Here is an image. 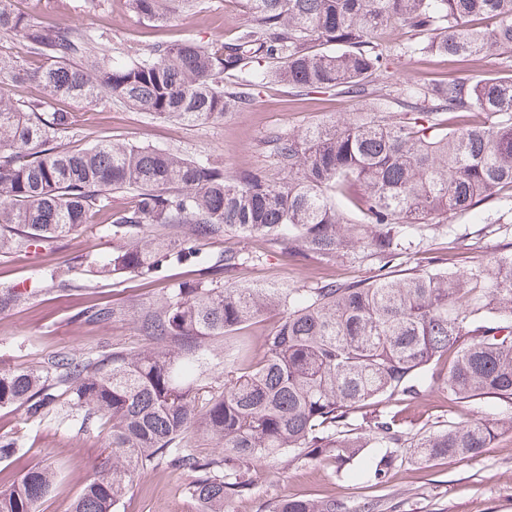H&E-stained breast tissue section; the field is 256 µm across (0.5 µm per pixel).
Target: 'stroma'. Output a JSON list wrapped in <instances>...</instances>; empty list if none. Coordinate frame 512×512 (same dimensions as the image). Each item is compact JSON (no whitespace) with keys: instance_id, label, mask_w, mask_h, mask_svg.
<instances>
[{"instance_id":"35a3bbf8","label":"stroma","mask_w":512,"mask_h":512,"mask_svg":"<svg viewBox=\"0 0 512 512\" xmlns=\"http://www.w3.org/2000/svg\"><path fill=\"white\" fill-rule=\"evenodd\" d=\"M16 5L32 18L82 28L97 48L118 61L143 57L160 42L206 43L220 39L229 43L253 21L240 0H195L191 10L163 24L143 21L128 9L126 0H16ZM411 40L408 30L398 25L379 36V43L392 58L370 83L364 97L333 92L308 94L272 81L260 88L251 106L230 111L222 122L192 126L163 122L108 101L79 107L72 101L56 99L52 105L82 111L83 143L112 139L148 148H170L188 157L208 156L221 161L233 175L259 171L277 181L282 173L266 146L270 131L295 134L339 118L365 116L377 101L400 85L429 84L452 76L496 77L506 69V57L499 53L466 62L410 52L394 54V47ZM503 208V201L493 198L481 203L475 212L452 213L447 223L425 227L419 245L397 259L398 270H408L431 258L460 266L489 263L499 247L512 243V218L504 216ZM112 246L111 237L98 225L90 224L37 252L0 256V288H31L50 264L70 270L67 296L45 290L0 314V364L31 366L59 351L84 355L120 340H137V312L162 299L167 282L129 276L114 283L96 276V269ZM242 247L257 254L259 260L229 273L228 278L245 285L300 288L325 279L367 281L377 266L376 261L359 255L327 264L305 262L264 237L245 242L221 238L198 244L207 261ZM77 258L82 265L75 272L71 265ZM87 297L117 304L124 309V317L108 323L73 321L74 304ZM382 407L402 412L406 418L403 429L410 433L425 424H463L476 418L497 420L512 415V405L498 399L452 402L434 386L409 406L402 408L386 400ZM3 433L15 434L20 450L9 460L0 461V488L9 487L36 465L50 467L56 474L52 490L40 505L41 512H70L74 499L108 454L104 434L95 430L77 433L52 414L42 423L33 424L21 407L0 409ZM383 454L372 441L344 466L324 460L258 467L251 495L235 501L233 512H263L284 497L333 498L348 512H512L511 430L499 433L475 458L419 464L408 449H398L387 478L377 484L371 471ZM188 481L186 474L155 466L135 477L118 512H195L194 502L185 493Z\"/></svg>"}]
</instances>
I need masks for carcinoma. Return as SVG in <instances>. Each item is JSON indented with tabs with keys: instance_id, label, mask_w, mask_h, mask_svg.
I'll use <instances>...</instances> for the list:
<instances>
[{
	"instance_id": "obj_1",
	"label": "carcinoma",
	"mask_w": 512,
	"mask_h": 512,
	"mask_svg": "<svg viewBox=\"0 0 512 512\" xmlns=\"http://www.w3.org/2000/svg\"><path fill=\"white\" fill-rule=\"evenodd\" d=\"M137 16L164 23L194 0H127ZM254 23L232 43L156 44L148 56L116 63L78 27L36 21L0 0V36L23 46L0 55V84L35 82L44 97L0 98V254L38 249L98 219L120 241L100 276L162 279L173 265L204 260L202 239L263 235L303 258L362 254L378 261L369 281H323L309 288L221 283L255 256L226 252L193 284L173 282L166 300L138 315L143 342L116 343L85 356L58 352L38 369L0 366V408L24 406L80 431L99 424L107 459L71 512H116L129 485L164 463L190 474L199 512H230L252 491L262 462L342 464L366 447L363 431L389 449L375 466L381 482L409 448L425 463L474 458L497 426L476 419L431 426L411 437L383 399L412 401L430 382L448 399L512 402V245L488 265H417L391 274L423 224H443L512 190V72L453 77L395 90L391 103L356 120L339 119L297 135L271 132L266 144L283 171L236 178L208 158L123 142L81 145L79 112L47 100L103 98L187 125L222 121L252 104L256 88L286 81L362 97L386 65L378 30L399 24L415 35L407 52L470 60L512 55V0H242ZM336 50H316L314 46ZM260 69L230 88L251 63ZM116 193L130 196L116 210ZM357 209L356 220L351 209ZM146 224L173 239L140 236ZM33 291L0 289V314ZM277 311L262 360H249L239 332ZM122 309L87 299L74 319L103 323ZM224 349V384L211 377ZM63 390L66 398L54 394ZM368 411L356 415L357 410ZM224 449L221 455L206 444ZM53 485L43 467L0 489V512H39ZM334 500L283 498L268 512H341Z\"/></svg>"
}]
</instances>
